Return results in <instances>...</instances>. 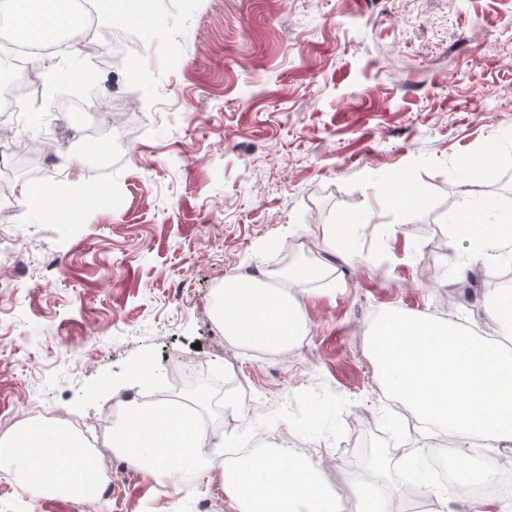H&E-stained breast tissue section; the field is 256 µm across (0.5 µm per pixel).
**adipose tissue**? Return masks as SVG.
Wrapping results in <instances>:
<instances>
[{
    "mask_svg": "<svg viewBox=\"0 0 512 512\" xmlns=\"http://www.w3.org/2000/svg\"><path fill=\"white\" fill-rule=\"evenodd\" d=\"M0 14L21 39H47L76 29L81 17L60 5L39 11L33 0H0ZM454 233L467 239L474 255L496 252L512 259V208L486 220L476 202L455 214ZM298 279L275 273L266 281L251 275L224 280L215 318L226 339L256 350L297 345L305 334L299 303L289 297ZM369 351L387 405L402 408L429 434L453 436L458 446L448 461L454 475L489 480L492 470L473 473L465 449L473 441L496 451L512 448V349L461 330L448 320L382 309L373 323ZM211 435L196 411L162 401L130 400L112 425V446L158 484H176L182 475L214 468ZM0 462L15 465L21 492L40 490L74 502L98 497L99 459L81 433L48 422L16 432L0 445ZM224 493L239 512H405L377 484L348 485L343 496L327 490L316 456L268 448L225 464Z\"/></svg>",
    "mask_w": 512,
    "mask_h": 512,
    "instance_id": "adipose-tissue-1",
    "label": "adipose tissue"
}]
</instances>
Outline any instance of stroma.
<instances>
[{"mask_svg":"<svg viewBox=\"0 0 512 512\" xmlns=\"http://www.w3.org/2000/svg\"><path fill=\"white\" fill-rule=\"evenodd\" d=\"M86 46L54 55L42 103L9 127L15 143L46 141L55 173H15L16 214L0 228V440L8 414L32 404L63 411L98 443L94 421L124 400L184 397L168 378L135 382L133 368L207 370L219 398H197L217 443L317 449L330 486L369 479L407 493L427 512L390 445L398 413L385 409L368 349L379 311L460 320L480 336L499 328L482 293L456 265L470 244L443 222L469 187L461 164L502 144L493 179L512 206V0H153L145 18L95 11ZM134 29L139 47L88 75L105 54L103 31ZM93 84L101 105L89 127L64 118ZM480 96H473V88ZM409 174L427 203L407 223L386 187ZM75 206L57 208L49 186ZM27 201H19L20 192ZM355 214L356 248L330 256L324 225ZM330 265V280L292 289L307 331L303 350L229 343L212 307L226 277L269 271L265 247ZM58 271L46 274L45 259ZM323 418L307 424L314 410ZM101 512H200L206 499L237 512L220 469L189 476L160 498L145 476L125 479ZM0 465V512H80L20 494Z\"/></svg>","mask_w":512,"mask_h":512,"instance_id":"obj_1","label":"stroma"}]
</instances>
